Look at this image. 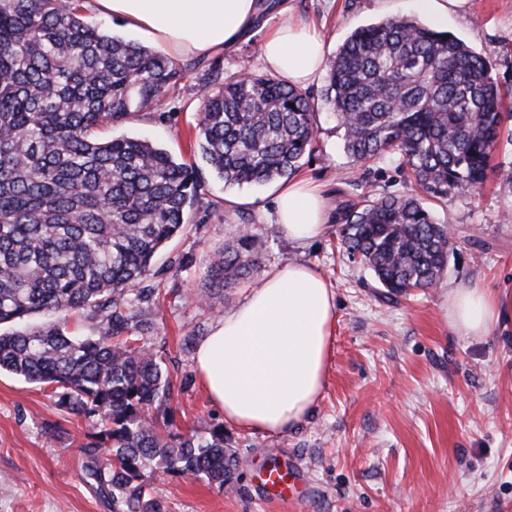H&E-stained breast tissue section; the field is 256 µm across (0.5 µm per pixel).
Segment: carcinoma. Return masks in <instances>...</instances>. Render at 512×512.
I'll return each mask as SVG.
<instances>
[{
    "label": "carcinoma",
    "mask_w": 512,
    "mask_h": 512,
    "mask_svg": "<svg viewBox=\"0 0 512 512\" xmlns=\"http://www.w3.org/2000/svg\"><path fill=\"white\" fill-rule=\"evenodd\" d=\"M80 0H0V371L55 386L59 407L93 422L84 478L112 512H164L140 481L202 475L218 489L241 467L224 425L163 435L171 420L161 359L144 345L152 322L129 295L158 274L159 252L193 210H208L195 166L152 142L100 141L93 128L149 112L176 92L177 62L87 24ZM199 109V148L224 185L289 179L315 151L306 93L266 75L226 78ZM489 62L448 31L392 17L356 29L328 63L325 105L354 162L388 158L436 198L481 187L506 99ZM341 244L390 297L432 288L453 240L413 194H363L341 217ZM255 237L213 254V283L230 288L258 266ZM101 312L92 334L67 330L73 310ZM41 312L57 320L32 324Z\"/></svg>",
    "instance_id": "cac0c4a2"
}]
</instances>
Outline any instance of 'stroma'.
Returning a JSON list of instances; mask_svg holds the SVG:
<instances>
[{
	"instance_id": "stroma-1",
	"label": "stroma",
	"mask_w": 512,
	"mask_h": 512,
	"mask_svg": "<svg viewBox=\"0 0 512 512\" xmlns=\"http://www.w3.org/2000/svg\"><path fill=\"white\" fill-rule=\"evenodd\" d=\"M293 16L313 23L327 55L356 28L387 16L421 18L419 0H288ZM443 29L489 60L493 77L512 87V0H467L449 13ZM261 35L214 58L225 75L261 72ZM324 82L308 87L316 108V150L299 170L339 212L370 192H411L397 163L353 162L342 130L322 101ZM208 93L187 73L176 94L156 111L100 127V139L136 136L167 149L176 159L201 163L198 108ZM495 171L483 188L436 199L425 196L455 241L437 287L409 297L387 298L369 270L350 259L338 241V221L326 234L300 246L273 221L280 182L225 185L204 172L215 209L193 214L161 252L158 293L141 303L153 323L147 346L163 357L171 392L172 430L201 431L223 423L194 367L196 343L241 303L255 280H245L208 301L206 259L235 240L238 212L255 221L261 271L304 263L320 271L336 294L337 321L323 394L310 419L284 435L248 434L225 426L227 447L244 460L237 480L220 490L203 477L141 475L165 512H272L264 472L276 464L288 472L291 512H512V320L485 336H466L447 322L442 304L449 290L479 284L512 291V192L500 183L512 175V137H502ZM235 206H225V199ZM196 343L185 346L186 337ZM87 419L56 404L52 387L0 375V512H111L82 475Z\"/></svg>"
}]
</instances>
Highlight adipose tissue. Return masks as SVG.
<instances>
[{
	"mask_svg": "<svg viewBox=\"0 0 512 512\" xmlns=\"http://www.w3.org/2000/svg\"><path fill=\"white\" fill-rule=\"evenodd\" d=\"M94 6L184 59L231 47L258 15L257 0H94ZM260 57L269 74L306 88L324 71V40L304 21L281 23L266 31ZM275 216L288 240L300 245L328 228L322 192L304 179L282 185ZM444 312L459 331L484 336L512 314V294L476 284L455 288ZM336 316L335 292L315 268L288 264L268 271L197 349L196 373L225 423L282 435L305 422L325 386Z\"/></svg>",
	"mask_w": 512,
	"mask_h": 512,
	"instance_id": "1",
	"label": "adipose tissue"
}]
</instances>
